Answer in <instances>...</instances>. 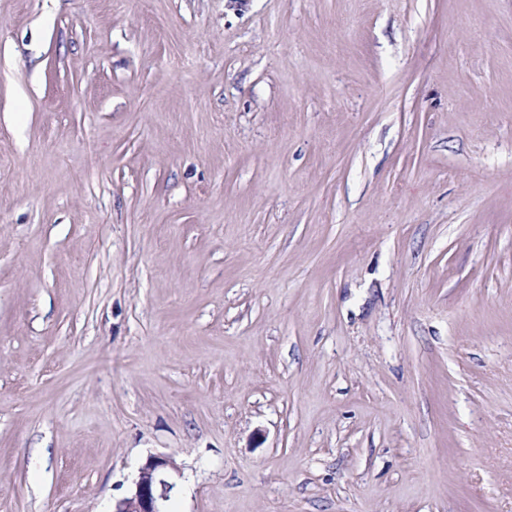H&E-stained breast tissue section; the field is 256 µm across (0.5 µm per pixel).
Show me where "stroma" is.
Returning a JSON list of instances; mask_svg holds the SVG:
<instances>
[{
  "label": "stroma",
  "mask_w": 512,
  "mask_h": 512,
  "mask_svg": "<svg viewBox=\"0 0 512 512\" xmlns=\"http://www.w3.org/2000/svg\"><path fill=\"white\" fill-rule=\"evenodd\" d=\"M512 512V0H0V512ZM179 468L170 456L153 455L138 469L130 496L118 501L112 512H166L163 503L174 488Z\"/></svg>",
  "instance_id": "stroma-1"
}]
</instances>
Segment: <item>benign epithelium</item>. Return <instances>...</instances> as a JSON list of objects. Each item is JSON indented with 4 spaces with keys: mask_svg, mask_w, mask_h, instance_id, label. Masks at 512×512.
I'll use <instances>...</instances> for the list:
<instances>
[{
    "mask_svg": "<svg viewBox=\"0 0 512 512\" xmlns=\"http://www.w3.org/2000/svg\"><path fill=\"white\" fill-rule=\"evenodd\" d=\"M179 468L169 456L153 455L138 469L130 496L118 501L113 512H165L163 503L174 488Z\"/></svg>",
    "mask_w": 512,
    "mask_h": 512,
    "instance_id": "7a95c632",
    "label": "benign epithelium"
}]
</instances>
